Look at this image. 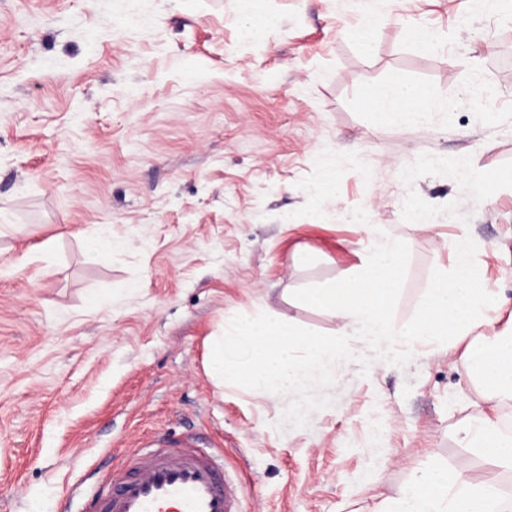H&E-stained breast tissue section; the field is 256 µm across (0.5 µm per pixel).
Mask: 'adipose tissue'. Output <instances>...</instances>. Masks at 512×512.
Wrapping results in <instances>:
<instances>
[{"label":"adipose tissue","instance_id":"ef3b65f1","mask_svg":"<svg viewBox=\"0 0 512 512\" xmlns=\"http://www.w3.org/2000/svg\"><path fill=\"white\" fill-rule=\"evenodd\" d=\"M435 102L423 91L393 82L381 86L370 106L383 121L423 129ZM463 447L502 466L512 467V434L503 432L496 417L482 415L459 431ZM392 512H512L497 484L477 482L462 469L426 471L414 476Z\"/></svg>","mask_w":512,"mask_h":512}]
</instances>
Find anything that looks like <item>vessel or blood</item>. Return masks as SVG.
Instances as JSON below:
<instances>
[{
    "label": "vessel or blood",
    "mask_w": 512,
    "mask_h": 512,
    "mask_svg": "<svg viewBox=\"0 0 512 512\" xmlns=\"http://www.w3.org/2000/svg\"><path fill=\"white\" fill-rule=\"evenodd\" d=\"M84 512H242L224 463L194 440L138 449L85 496Z\"/></svg>",
    "instance_id": "obj_1"
}]
</instances>
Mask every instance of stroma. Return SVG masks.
<instances>
[{
    "label": "stroma",
    "instance_id": "35a3bbf8",
    "mask_svg": "<svg viewBox=\"0 0 512 512\" xmlns=\"http://www.w3.org/2000/svg\"><path fill=\"white\" fill-rule=\"evenodd\" d=\"M126 6L0 0V512H78L91 473L184 433L223 452L243 512H380L437 467L512 485L457 441L484 409L463 346L342 363L305 428L282 425L287 397L208 373L242 310L334 333L292 293L361 272L369 224L410 248L398 321L467 235L512 319V0H264L261 44L247 0H136L123 29ZM393 81L440 101L431 129L365 108Z\"/></svg>",
    "mask_w": 512,
    "mask_h": 512
}]
</instances>
